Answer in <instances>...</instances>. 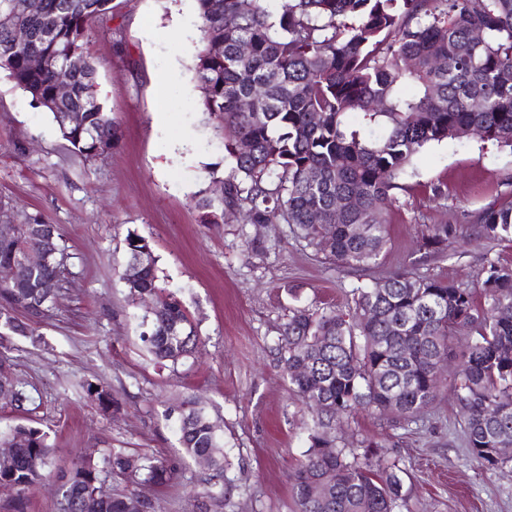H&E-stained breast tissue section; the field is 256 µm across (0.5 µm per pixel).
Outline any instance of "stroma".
<instances>
[{
  "label": "stroma",
  "instance_id": "obj_1",
  "mask_svg": "<svg viewBox=\"0 0 512 512\" xmlns=\"http://www.w3.org/2000/svg\"><path fill=\"white\" fill-rule=\"evenodd\" d=\"M88 51L99 96L119 128L110 153L85 161L51 113L0 69V224L58 225L67 285L31 336H12L13 373L34 399L28 413L0 403V428L47 431L58 465L102 448L178 461L166 486L146 488L153 512H298L289 476L308 448L309 414L278 366L280 329L293 308L348 314L349 291L411 270L473 286L486 258L512 264V242L479 236L475 212L512 202V150L465 134L424 147L402 175L387 213L390 242L378 265L344 271L326 263L292 225L200 221L197 201L216 197L229 171L194 85V0H112ZM186 140L187 158L167 155ZM442 196H435V189ZM449 224L445 253L419 251L426 225ZM144 237L160 284L177 294L204 343L197 358L160 366L139 334L146 311L123 279L126 238ZM105 383L118 407L103 412L83 381ZM454 371L432 408L405 424L359 413L341 433L348 447L386 437L385 464L402 482V512H512V467L491 469L470 453L453 396ZM197 397L222 419L224 501L190 495L206 472L184 457L169 411Z\"/></svg>",
  "mask_w": 512,
  "mask_h": 512
}]
</instances>
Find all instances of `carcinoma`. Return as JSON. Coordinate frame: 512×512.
Wrapping results in <instances>:
<instances>
[{
	"instance_id": "obj_1",
	"label": "carcinoma",
	"mask_w": 512,
	"mask_h": 512,
	"mask_svg": "<svg viewBox=\"0 0 512 512\" xmlns=\"http://www.w3.org/2000/svg\"><path fill=\"white\" fill-rule=\"evenodd\" d=\"M0 0V69L15 87L58 118L82 110V131L66 140L85 160L97 143L112 144L118 128L102 102L86 103V76L66 65L67 53L86 50L96 25L112 19V0H41L36 14H17ZM199 38L194 71L202 111L224 133L230 172L220 194L199 203L203 224L224 211L244 224L281 220L338 268L376 265L388 243L385 219L392 190L422 148L455 137L462 127L512 150V0H195ZM233 18L230 26L224 19ZM27 33L18 42L15 28ZM482 38L474 39L475 32ZM220 43L224 52L208 46ZM38 55L43 67L32 70ZM60 82L72 86L65 104L49 107ZM477 221L488 240L512 239V203L490 204ZM42 224H18L0 238V267L22 288L0 287V368L13 367L11 335L31 336L52 315L66 278L62 235L58 262L32 267L25 254ZM455 229L435 224L420 248L445 250ZM136 299L163 302L146 315L140 334L157 363L177 365L198 353L197 325L177 295L159 285L156 264L128 284ZM353 314L296 308L277 338L279 363L309 409V445L291 477L300 512H401L402 483L380 470L372 448L341 446L336 427L360 411L391 413L411 424L437 398L440 364L459 359L454 395L471 454L489 468L512 465V266L488 258L478 287L461 288L433 276L395 274L352 287ZM88 396L107 412V386L89 382ZM32 396L16 383L9 405L27 411ZM179 444L186 456L209 459L207 495L224 498V438L196 399L177 406ZM14 454L0 465V482L15 487L14 512L28 493L54 476L62 482L58 512H86L105 483L123 477L129 488L101 496L92 512L149 507L142 489L172 480L176 466L149 455L107 448L54 469L56 449L39 428L0 432ZM322 488L318 498L311 485Z\"/></svg>"
}]
</instances>
